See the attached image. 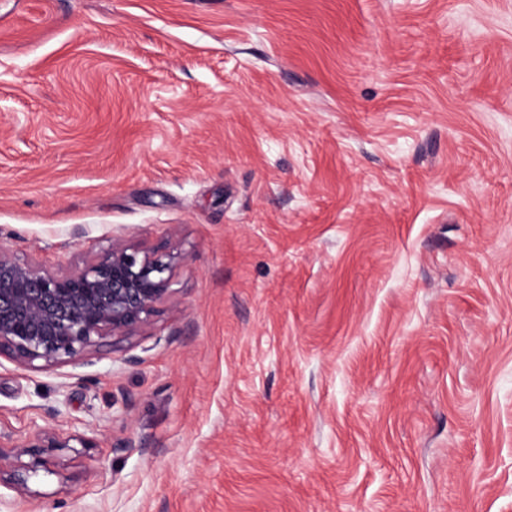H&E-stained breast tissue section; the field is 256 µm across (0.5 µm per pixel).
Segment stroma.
<instances>
[{
  "instance_id": "stroma-1",
  "label": "stroma",
  "mask_w": 512,
  "mask_h": 512,
  "mask_svg": "<svg viewBox=\"0 0 512 512\" xmlns=\"http://www.w3.org/2000/svg\"><path fill=\"white\" fill-rule=\"evenodd\" d=\"M175 294L0 435V512H512V0H0V247ZM93 438L78 432L56 431L51 428L36 427L23 445L15 444L10 439L2 441L0 435V486L1 474L4 471H12L9 484L20 494L27 490L23 472L31 471L34 465L23 464V456H36L37 448H76L73 442L81 448H92Z\"/></svg>"
}]
</instances>
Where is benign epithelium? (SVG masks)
Returning <instances> with one entry per match:
<instances>
[{
  "mask_svg": "<svg viewBox=\"0 0 512 512\" xmlns=\"http://www.w3.org/2000/svg\"><path fill=\"white\" fill-rule=\"evenodd\" d=\"M185 257L159 254L118 238L84 267L55 273L0 248V356L23 367L77 366L110 335L125 338L147 326L173 294L172 271ZM83 448L93 438L78 432L37 427L27 442L0 440V473L27 490L22 462L40 448Z\"/></svg>",
  "mask_w": 512,
  "mask_h": 512,
  "instance_id": "1",
  "label": "benign epithelium"
}]
</instances>
